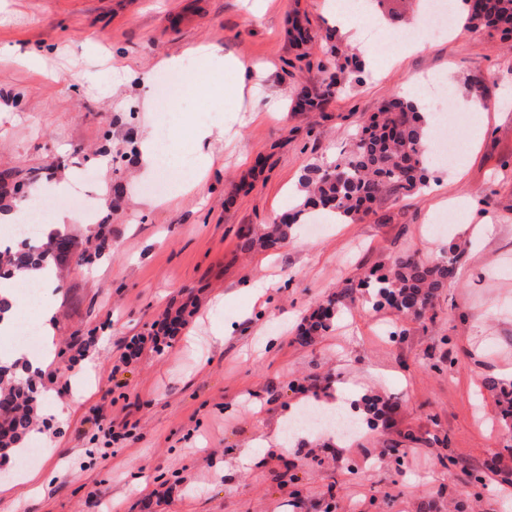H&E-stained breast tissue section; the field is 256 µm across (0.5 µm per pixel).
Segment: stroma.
<instances>
[{
	"mask_svg": "<svg viewBox=\"0 0 512 512\" xmlns=\"http://www.w3.org/2000/svg\"><path fill=\"white\" fill-rule=\"evenodd\" d=\"M330 2L0 0V171L16 172L22 195L39 190L54 216L73 211L56 178L89 175L93 222L112 242L66 263L49 294L56 353L34 380L38 422L22 446L41 449L38 469H61L14 512H112L118 498L122 512H512V484L499 476L512 469V434L486 385L512 380V42L463 30L380 50L338 92L319 66L328 35L351 54L392 23L361 12L357 32L337 30ZM297 17L319 37L305 61L288 36ZM201 44L265 66L273 93L238 98L228 73L170 113L181 152L193 151L197 126L212 127L213 162L202 188L164 204L146 190L153 175L139 151L162 106L140 78ZM116 61L124 80L112 76ZM476 80L480 112L462 106ZM304 89L321 109H297ZM415 94L435 135L464 143L456 165L430 168L432 187L355 223L318 235L298 224L275 249L242 250L241 228L300 203L306 168L331 165L387 99ZM484 222L493 232L478 250L456 230ZM451 243L460 265L435 319L401 316L360 285L400 254L431 260ZM257 282L268 286L260 303ZM350 283L333 329L299 345L301 319ZM186 305L175 336L123 363L132 337ZM340 383L345 405L397 402L390 424H363L350 441L310 432L286 451L269 443L295 413L328 408ZM79 385L88 395L57 422L56 402L74 401ZM116 416L135 423V438L113 442ZM245 450L252 466L238 462ZM141 476L146 490L131 494Z\"/></svg>",
	"mask_w": 512,
	"mask_h": 512,
	"instance_id": "1",
	"label": "stroma"
}]
</instances>
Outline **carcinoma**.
I'll return each instance as SVG.
<instances>
[{
	"instance_id": "obj_1",
	"label": "carcinoma",
	"mask_w": 512,
	"mask_h": 512,
	"mask_svg": "<svg viewBox=\"0 0 512 512\" xmlns=\"http://www.w3.org/2000/svg\"><path fill=\"white\" fill-rule=\"evenodd\" d=\"M375 14L402 18L398 6L403 0H372ZM462 19L472 30L488 29L512 37V0H461ZM359 68H336L329 74L330 85L359 80ZM425 122L418 106L403 97L387 100L380 111L369 117L350 149L328 168L311 166L301 176L305 191L303 203L287 213L288 220L265 224L242 233L241 247L247 251L275 246L288 237L293 224H303L320 212L338 220L355 222L368 213L377 201L396 202L420 192L426 186L429 157L424 144ZM77 251L76 242L60 232L47 239L42 250L7 249L0 252V274L29 268L50 257L63 262ZM461 257L459 247L448 245L431 261L410 254L394 258L382 272L372 271L357 285H349L319 305L297 331V341L307 345L331 327L338 304L354 287L370 288L379 303L413 319L434 312L437 292L456 274ZM5 369L0 366V415L8 417L5 428L12 441L0 445V458H7L15 445L31 431L34 418L35 388L32 380L3 383ZM498 406L503 421L512 418V389L502 387Z\"/></svg>"
}]
</instances>
